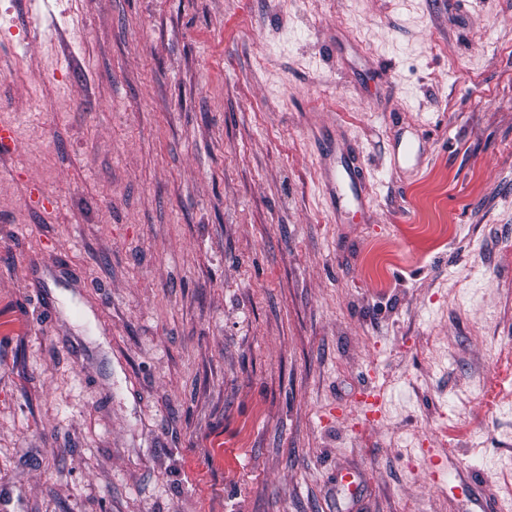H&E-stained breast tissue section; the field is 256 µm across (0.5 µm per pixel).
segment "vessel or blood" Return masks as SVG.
I'll return each mask as SVG.
<instances>
[{"mask_svg":"<svg viewBox=\"0 0 512 512\" xmlns=\"http://www.w3.org/2000/svg\"><path fill=\"white\" fill-rule=\"evenodd\" d=\"M323 157L330 163L325 192L331 206L367 212V181L360 154L338 150L335 141L330 140L325 144Z\"/></svg>","mask_w":512,"mask_h":512,"instance_id":"b4317fda","label":"vessel or blood"}]
</instances>
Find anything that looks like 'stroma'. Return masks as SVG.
<instances>
[{
	"instance_id": "35a3bbf8",
	"label": "stroma",
	"mask_w": 512,
	"mask_h": 512,
	"mask_svg": "<svg viewBox=\"0 0 512 512\" xmlns=\"http://www.w3.org/2000/svg\"><path fill=\"white\" fill-rule=\"evenodd\" d=\"M0 13V512H512V0ZM323 158L330 163L324 184L331 206L336 210L346 206L349 212L366 213L367 181L360 153L342 152L335 141L327 140Z\"/></svg>"
}]
</instances>
